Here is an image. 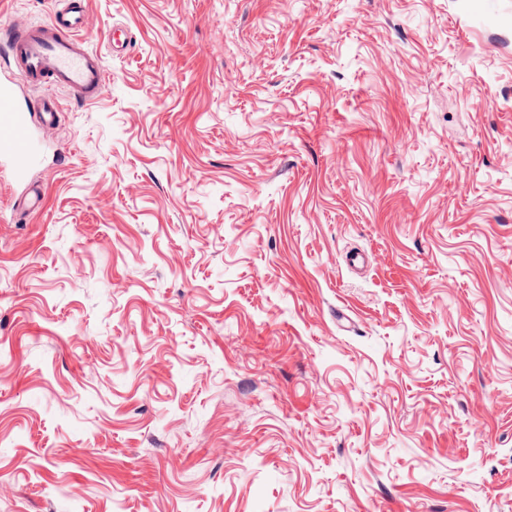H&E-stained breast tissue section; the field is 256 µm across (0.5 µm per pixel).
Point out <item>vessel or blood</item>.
Instances as JSON below:
<instances>
[{
    "instance_id": "vessel-or-blood-1",
    "label": "vessel or blood",
    "mask_w": 512,
    "mask_h": 512,
    "mask_svg": "<svg viewBox=\"0 0 512 512\" xmlns=\"http://www.w3.org/2000/svg\"><path fill=\"white\" fill-rule=\"evenodd\" d=\"M61 2L42 22L0 20V59L9 69L0 80V172L15 182L39 156L36 128L52 127L62 110L54 90L91 104L107 88L103 58L85 38L90 29L86 0Z\"/></svg>"
}]
</instances>
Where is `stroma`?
I'll use <instances>...</instances> for the list:
<instances>
[{"instance_id":"stroma-1","label":"stroma","mask_w":512,"mask_h":512,"mask_svg":"<svg viewBox=\"0 0 512 512\" xmlns=\"http://www.w3.org/2000/svg\"><path fill=\"white\" fill-rule=\"evenodd\" d=\"M88 12L0 222V512H512V0Z\"/></svg>"}]
</instances>
